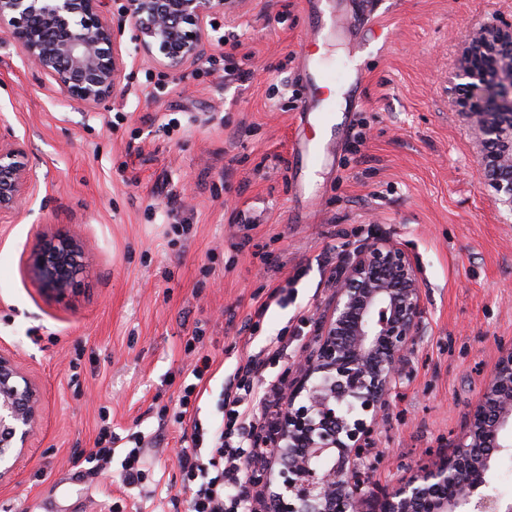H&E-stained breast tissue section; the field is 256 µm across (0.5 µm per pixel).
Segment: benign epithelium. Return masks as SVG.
I'll list each match as a JSON object with an SVG mask.
<instances>
[{
    "instance_id": "7a95c632",
    "label": "benign epithelium",
    "mask_w": 512,
    "mask_h": 512,
    "mask_svg": "<svg viewBox=\"0 0 512 512\" xmlns=\"http://www.w3.org/2000/svg\"><path fill=\"white\" fill-rule=\"evenodd\" d=\"M139 52L171 74L200 61L216 17L233 23L245 0H122ZM37 74L64 97L100 106L123 91L127 66L121 27L109 0H0V29ZM455 73L462 115L479 150L482 184L512 216V26L464 37ZM36 178L27 146L0 119V214L20 210ZM82 239L52 224L37 227L29 271L63 297L87 272ZM328 315L313 345L284 377L288 400L274 424L285 460L271 512H512L490 490L500 454L512 447V348L496 363L481 402L453 454L381 489L364 508L360 460L416 341L423 294L416 260L398 242L376 237L349 251L333 282ZM43 420V392L17 357L0 348V485L18 465Z\"/></svg>"
}]
</instances>
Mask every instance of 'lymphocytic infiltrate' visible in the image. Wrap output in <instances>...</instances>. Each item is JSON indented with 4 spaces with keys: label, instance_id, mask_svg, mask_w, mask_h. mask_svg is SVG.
Returning a JSON list of instances; mask_svg holds the SVG:
<instances>
[{
    "label": "lymphocytic infiltrate",
    "instance_id": "lymphocytic-infiltrate-1",
    "mask_svg": "<svg viewBox=\"0 0 512 512\" xmlns=\"http://www.w3.org/2000/svg\"><path fill=\"white\" fill-rule=\"evenodd\" d=\"M288 344L282 336L269 337L256 351L247 353L225 378L220 424H203L200 400L203 384L211 376V359L196 356L185 376L173 411V421L191 428L190 441L177 453L183 486L189 492L187 512H261L264 493L246 480L250 464H270L274 447L255 444L254 437L268 419L283 407L282 389L277 381L256 384L268 364L286 358ZM109 420H102L94 449L86 456L93 471L108 469L116 452H123L122 483L130 490L142 489L147 478L149 447L144 437L119 446Z\"/></svg>",
    "mask_w": 512,
    "mask_h": 512
}]
</instances>
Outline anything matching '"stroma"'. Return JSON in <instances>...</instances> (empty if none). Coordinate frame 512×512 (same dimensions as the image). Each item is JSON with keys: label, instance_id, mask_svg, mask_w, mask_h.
Wrapping results in <instances>:
<instances>
[{"label": "stroma", "instance_id": "35a3bbf8", "mask_svg": "<svg viewBox=\"0 0 512 512\" xmlns=\"http://www.w3.org/2000/svg\"><path fill=\"white\" fill-rule=\"evenodd\" d=\"M317 24L315 60L340 67L352 46L366 80L337 86L333 133L298 122L306 97L297 43ZM512 24V0H247L218 22L207 61L171 74L130 35L121 97L90 108L37 78L0 37V116L25 139L38 186L0 221V345L45 392L44 427L0 512H186L168 426L150 448V496L127 494L119 465L91 475L101 413L116 433L155 434L195 353L213 375L202 419L221 422L224 374L284 334L283 379L326 316L343 254L385 236L418 264L424 313L368 462L378 487L450 455L512 343V223L480 183L470 129L450 81L469 31ZM237 35L250 77L224 78ZM327 146L322 164L290 160L294 139ZM39 224L76 230L89 272L63 299L33 281L25 247ZM188 225L177 236L173 227ZM257 328L250 313L269 297ZM199 335L195 352L186 342Z\"/></svg>", "mask_w": 512, "mask_h": 512}]
</instances>
